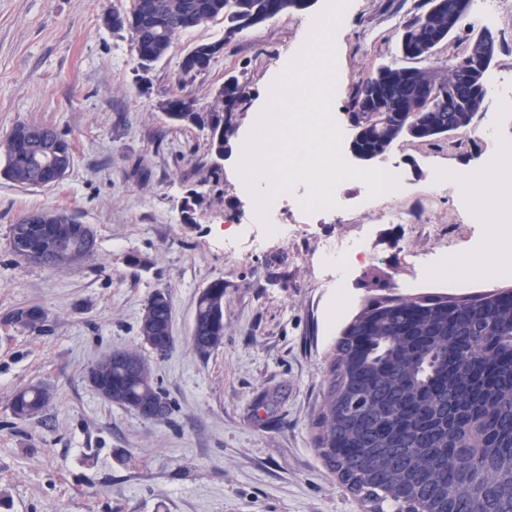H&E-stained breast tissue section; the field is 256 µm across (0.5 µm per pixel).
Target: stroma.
I'll use <instances>...</instances> for the list:
<instances>
[{
	"instance_id": "35a3bbf8",
	"label": "stroma",
	"mask_w": 512,
	"mask_h": 512,
	"mask_svg": "<svg viewBox=\"0 0 512 512\" xmlns=\"http://www.w3.org/2000/svg\"><path fill=\"white\" fill-rule=\"evenodd\" d=\"M125 0H0V138L19 123L53 128L69 140L73 165L48 187L0 176V320L42 306L44 331L0 323V512H369L325 466L311 420L323 403L330 354L346 324L379 288L462 295L512 287V270L494 280L424 278L406 253L453 259L487 229L459 198L454 178L482 171L512 149V112L489 95L472 128L434 141L402 138L377 158L404 183L394 207L417 209L422 193L445 174L422 224L379 221L369 258L347 275L343 292L320 287L310 248L272 247L237 258L217 245V230L247 223L251 202L235 183L232 155L217 158L207 134L179 127L163 105L190 99L210 108L231 77L246 92L228 117L233 138L252 125L271 72L302 44L307 22L326 6L275 16L232 38L223 19L182 34L140 76L129 33L104 26L106 10ZM426 0H351L337 36L342 93L335 119L350 133L355 88L393 61L402 24ZM470 28L453 33L427 68L446 69L467 48L472 30L489 28L497 51L488 74L497 87L512 72V0H473ZM224 40L223 51L192 80L180 64L196 44ZM358 180L341 183L348 212L315 217L323 233L365 223ZM205 198L192 217L183 201ZM73 214L97 231L94 259L53 271L14 256L9 226L42 208ZM148 268L127 263L128 255ZM224 282V343L207 357L191 348L201 291ZM170 293L174 345L152 359L176 408L171 422H149L104 401L89 369L115 349H142L138 322L151 294ZM53 399L30 420L15 419L13 395L31 384Z\"/></svg>"
}]
</instances>
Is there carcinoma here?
<instances>
[{
    "label": "carcinoma",
    "instance_id": "carcinoma-1",
    "mask_svg": "<svg viewBox=\"0 0 512 512\" xmlns=\"http://www.w3.org/2000/svg\"><path fill=\"white\" fill-rule=\"evenodd\" d=\"M458 0H427L428 8L407 21L398 34L400 59L383 65L352 96L353 111L367 106L379 112L415 113L416 120H389L362 133L357 142L368 156L387 151L403 136L430 141L472 127L487 97V72L473 77L466 107L448 111L435 102L421 108L402 87L446 86L468 64V54L445 70L418 68L423 60L468 20L448 23ZM309 0H127L125 10L138 17L130 29L136 55L152 63L163 58L183 33L221 16L224 38L192 47L181 63V81L194 78L195 63L210 50H223L227 39L246 30L244 17L256 26L265 16L303 11ZM245 100L236 79L224 82L215 103L198 112L192 102L164 103L176 123L206 129L208 147L224 154L228 140L224 113ZM28 125H16L0 140L4 168L14 183L35 185L42 170L39 147L26 137ZM84 225L23 224L9 226L8 244L20 257L47 253L58 233L81 247ZM173 304L165 290L148 299L138 334L173 346ZM46 311L36 305L18 308L0 322L15 329L44 325ZM191 347L201 357L224 343V281L200 293L193 315ZM128 353L135 367L116 364L98 372L104 399L125 409L173 406L152 376L151 363L138 350ZM53 394L41 384L18 390L11 413L29 420L42 413ZM315 445L330 470L354 493L371 503L372 512H512V289L463 297L441 293L380 295L345 326L329 365L322 407L312 420Z\"/></svg>",
    "mask_w": 512,
    "mask_h": 512
}]
</instances>
